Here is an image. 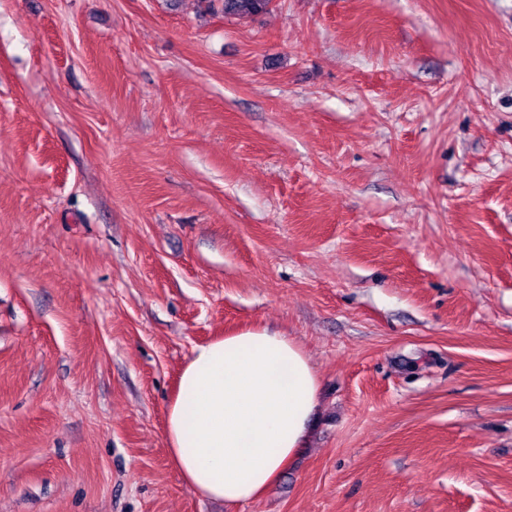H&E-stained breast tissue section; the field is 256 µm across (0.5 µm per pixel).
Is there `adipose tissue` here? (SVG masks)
Masks as SVG:
<instances>
[{
	"label": "adipose tissue",
	"instance_id": "ef3b65f1",
	"mask_svg": "<svg viewBox=\"0 0 512 512\" xmlns=\"http://www.w3.org/2000/svg\"><path fill=\"white\" fill-rule=\"evenodd\" d=\"M319 400L317 375L288 337L247 331L197 345L166 410L185 484L227 503L262 496L294 461Z\"/></svg>",
	"mask_w": 512,
	"mask_h": 512
}]
</instances>
